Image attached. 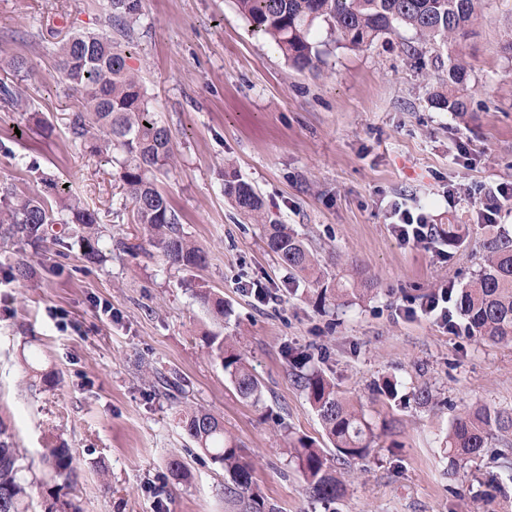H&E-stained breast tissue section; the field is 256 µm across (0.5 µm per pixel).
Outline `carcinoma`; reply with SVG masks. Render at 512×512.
Returning a JSON list of instances; mask_svg holds the SVG:
<instances>
[{
	"instance_id": "cac0c4a2",
	"label": "carcinoma",
	"mask_w": 512,
	"mask_h": 512,
	"mask_svg": "<svg viewBox=\"0 0 512 512\" xmlns=\"http://www.w3.org/2000/svg\"><path fill=\"white\" fill-rule=\"evenodd\" d=\"M253 31L269 38L288 62L299 70L318 66L328 46L362 51L400 30L422 44L455 43L465 37L483 11L484 0H235ZM109 20L122 38L108 34H80L59 50V69L67 86L80 93L84 111L74 115L70 129L90 152L117 160L123 200L130 205L131 223L140 224L171 265L192 270L205 264V254L188 238L167 198L157 189L155 175L174 161L169 130L156 118L141 78L129 65L134 24L140 0H108ZM323 27L327 39L318 41L314 30ZM469 80L467 66L458 58L448 65L446 91L432 96L435 107L464 115L467 100L461 95ZM0 101L22 110L26 102L10 83L0 81ZM45 195L18 197L16 188L0 183V240L22 250L48 239L59 211L68 212V224L93 229L98 215L65 188L51 180ZM224 196L244 218L265 227V242L279 263L298 276L320 281L313 253L286 224L265 215L255 188L236 175L224 178ZM485 263L471 283L448 288L454 312L484 341L512 343V238L494 224L482 225ZM200 306L222 319L229 315L224 300L204 288L195 290ZM208 355L224 368L236 393L260 401L261 386L244 354L230 339L206 338ZM293 385L316 411L327 439L345 462L363 459L376 438L362 407L336 389L333 381L311 366L303 350L286 348ZM179 425L214 462L224 467V500L233 512H277L254 481V462L239 444L224 434V422L210 411L187 404ZM512 432V413L480 407L458 415L448 432L452 463L486 456L492 463L512 466V448H494V437ZM290 462L307 484L311 497L331 505L344 493L342 482L328 465L327 452L305 437L289 438ZM55 476L68 481L74 475L71 449L47 440L43 454ZM24 457L11 435L0 425V512H32L33 498L26 482Z\"/></svg>"
}]
</instances>
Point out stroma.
<instances>
[{
  "instance_id": "1",
  "label": "stroma",
  "mask_w": 512,
  "mask_h": 512,
  "mask_svg": "<svg viewBox=\"0 0 512 512\" xmlns=\"http://www.w3.org/2000/svg\"><path fill=\"white\" fill-rule=\"evenodd\" d=\"M110 28L105 0H0V79L27 99L24 112L0 106V182L44 193L43 177L69 185L99 216L100 261L84 256L74 225H55L61 243L16 253L0 246V423L30 469L35 512L53 499L81 512H230L224 469L177 424L178 407L158 376L180 378L191 405L224 421L255 461V480L279 512H512V469L486 458L448 461L454 417L486 406L512 410V344L494 345L466 328L448 333L425 316L405 317L407 300L443 283L464 286L483 263L474 232L449 248L402 245L391 205L427 223L477 227L479 202L512 183V0H485L459 46L469 70V115L437 109L431 95L448 68L440 43L412 54L408 31L360 52L331 49L314 70L288 65L252 33L232 0H141L134 25L138 70L175 163L156 184L205 267L171 266L130 223L115 164L90 155L69 131L80 95L56 68L68 37ZM27 60L17 72L14 58ZM236 171L270 216L292 225L313 249L321 280L293 276L264 242L261 225L224 196ZM460 192L449 200V188ZM25 260L29 275L14 280ZM223 296L220 323L183 279ZM371 280L364 297L323 306L317 287ZM276 298L259 304L243 282ZM233 339L262 387L260 403L239 398L205 333ZM307 350L374 424L390 429L362 460L330 465L345 484L334 507L310 498L288 458L289 435L326 445L320 420L289 375L285 347ZM33 362L51 383L32 381ZM385 376L398 397L373 394ZM428 389L427 404L415 391ZM70 448L66 482L42 463L46 435ZM182 460L186 479L168 463Z\"/></svg>"
}]
</instances>
